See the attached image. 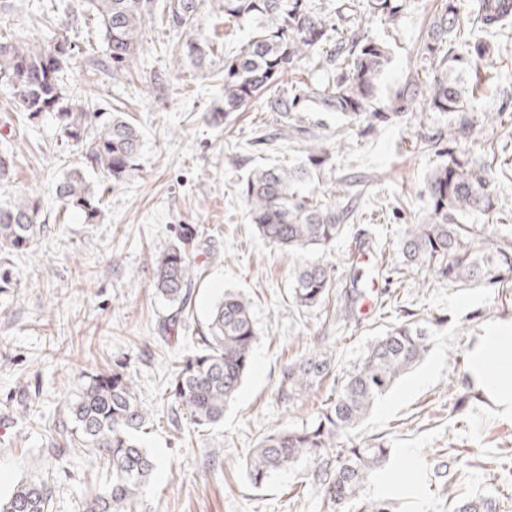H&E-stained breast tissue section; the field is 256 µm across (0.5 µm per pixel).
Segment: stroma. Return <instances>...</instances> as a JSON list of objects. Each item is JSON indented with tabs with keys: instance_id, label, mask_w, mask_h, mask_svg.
<instances>
[{
	"instance_id": "1",
	"label": "stroma",
	"mask_w": 512,
	"mask_h": 512,
	"mask_svg": "<svg viewBox=\"0 0 512 512\" xmlns=\"http://www.w3.org/2000/svg\"><path fill=\"white\" fill-rule=\"evenodd\" d=\"M437 2L426 0L424 12L405 14L393 30L364 9L351 14L348 29L389 39L380 101L414 76V47ZM181 40L151 19L130 72L92 70L78 54L61 74L72 102L91 98L103 111L126 113L143 136L139 173L106 194L95 224L56 195L58 180L81 159L79 148L64 142L54 114L27 119L0 84V151L15 157L11 178L0 181V203L23 193L37 197L43 226L28 249L0 263L10 272L0 288V495L42 476L55 490L52 512H82L111 475L82 447L44 469L49 437L85 373L123 364L152 411L140 441L157 470L138 499L140 512H329L309 462L257 488L246 477V460L270 430L313 419L371 340L411 312L435 324L427 356L349 433L392 451L366 497L397 498L396 512H448L455 496L487 498L496 512H512V411L496 404L481 377H464L487 336L512 329V277L493 285L424 284L398 255L407 226L428 210L422 190L440 161L438 146L495 161L497 209L463 222L491 239H512V33L496 37L490 63L479 67L473 103L500 117L476 121L465 135H456L448 115L421 108L366 132L334 112L305 113L329 156L303 191L354 205L343 234L316 257L334 265L337 288L369 283L376 304L342 325L324 309L295 307L290 287L299 259L260 237L240 194L250 168L293 163L295 145L278 137L275 113L258 102L214 121L213 111L224 105V60L213 58L202 70L176 64ZM156 75L168 78L167 93L154 88ZM262 132L267 140H259ZM180 236L194 240L201 277L186 329L172 338L162 328L171 308L150 287V258ZM362 240L382 258L380 272L353 266L351 250ZM227 291L251 304L258 333L252 367L220 423L171 424L172 368ZM315 350L330 358L329 376L294 402H280L282 367Z\"/></svg>"
}]
</instances>
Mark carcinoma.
I'll return each mask as SVG.
<instances>
[{"label":"carcinoma","mask_w":512,"mask_h":512,"mask_svg":"<svg viewBox=\"0 0 512 512\" xmlns=\"http://www.w3.org/2000/svg\"><path fill=\"white\" fill-rule=\"evenodd\" d=\"M224 19L248 28L236 50L223 53L212 39L192 36L207 0H81V13L97 21L106 46L102 57L88 55L90 66L114 75L127 71L142 44L146 20L159 11L166 27L184 33L178 45L196 68L224 55V109L213 120L229 117L258 100L279 118L289 136L301 144L306 160L293 168L256 167L243 182L250 223L271 246L306 255L328 249L344 229L348 213L299 193L298 185L311 167L324 163L327 147L305 136L300 125L302 101L312 99L322 111H333L347 123L371 118L399 120L422 101L433 112L451 117L465 111V75L493 53L488 37L512 28V0H471V25L463 24L459 0H443L417 44L414 55L424 78L409 81L384 107H379V87L390 63V47L374 36L346 34L347 13L355 0H342L332 10L312 0H216ZM423 0H364L372 17L396 25L403 10H418ZM49 14L36 17L32 26L40 34L22 31L0 41V82L12 89L27 119L41 112L54 114L61 136L83 145L82 165L66 172L56 194L67 209L80 210L85 221L100 219L101 196L86 169L101 174L115 188L139 170L141 133L121 112H99L96 105L71 104L62 93L60 73L75 46L57 34L46 35ZM322 59L332 67L327 83L310 90L282 85L285 73L299 63ZM430 171L424 194L429 214L405 231L398 253L402 263L452 283L499 282L512 273V246L488 245L459 218L469 213H490L497 201V180L492 164L483 159L460 160L454 149ZM40 205L30 194L0 206V248L20 251L41 234ZM194 243L182 237L152 261L155 293L177 306L166 328L186 329L194 280L200 277ZM336 288L334 266L307 259L293 274L292 301L296 308L326 306ZM431 324L407 318L394 324L368 345L361 362L345 375L336 394L309 423L278 429L262 440L246 462L251 483L259 487L272 474L306 460L313 467L327 506L332 512H391L388 503L363 495L369 475L381 468L390 449L343 445V437L369 414L375 402L394 383L418 365L430 350ZM194 350L173 371L170 404L176 416L184 415L197 426L224 419V408L242 386L250 367L256 332L250 302L236 292H226L212 309L207 332L195 337ZM331 362L314 351L303 362L280 371L277 393L290 402L313 388L330 372ZM152 412L137 393L132 375L117 366L110 373L88 376L79 395L70 400L56 421L47 449L50 462L62 459L79 442L100 464L112 471V481L98 487L85 502L86 512H136L137 496L156 470V464L139 441V433ZM53 486L42 478L17 483L0 498V512H50ZM453 512H494L488 499L454 504Z\"/></svg>","instance_id":"obj_1"}]
</instances>
